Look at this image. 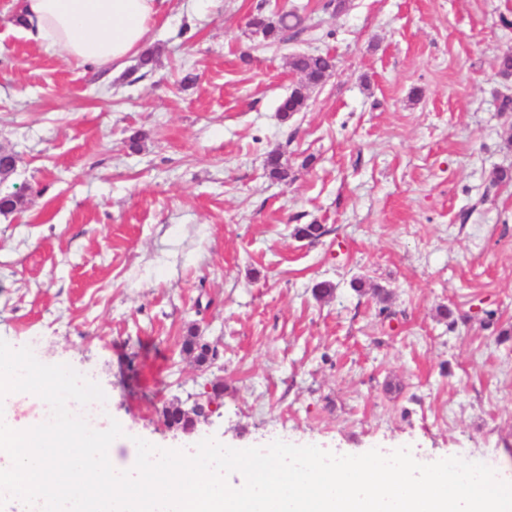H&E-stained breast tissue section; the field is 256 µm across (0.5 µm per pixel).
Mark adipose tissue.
<instances>
[{
	"mask_svg": "<svg viewBox=\"0 0 512 512\" xmlns=\"http://www.w3.org/2000/svg\"><path fill=\"white\" fill-rule=\"evenodd\" d=\"M28 37L80 64L122 68L143 53L164 0H14Z\"/></svg>",
	"mask_w": 512,
	"mask_h": 512,
	"instance_id": "adipose-tissue-1",
	"label": "adipose tissue"
}]
</instances>
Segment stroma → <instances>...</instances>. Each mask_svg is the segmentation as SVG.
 Returning <instances> with one entry per match:
<instances>
[{
    "instance_id": "1",
    "label": "stroma",
    "mask_w": 512,
    "mask_h": 512,
    "mask_svg": "<svg viewBox=\"0 0 512 512\" xmlns=\"http://www.w3.org/2000/svg\"><path fill=\"white\" fill-rule=\"evenodd\" d=\"M324 2L166 0L153 70L107 74L45 53L0 0V194H24L0 213V339L98 383L162 449L409 447L512 475V181L492 180L512 171V0ZM260 9L305 29L265 40ZM326 51L282 117L290 56ZM190 331L215 360L182 352ZM216 380L208 420L166 425Z\"/></svg>"
}]
</instances>
